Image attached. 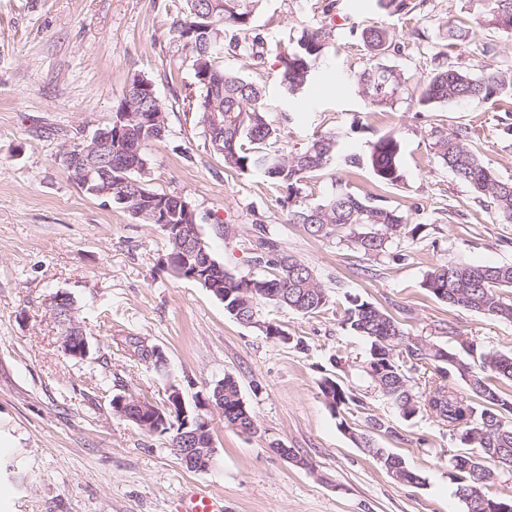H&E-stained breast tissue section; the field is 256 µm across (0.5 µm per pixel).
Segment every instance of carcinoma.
Segmentation results:
<instances>
[{"label": "carcinoma", "mask_w": 512, "mask_h": 512, "mask_svg": "<svg viewBox=\"0 0 512 512\" xmlns=\"http://www.w3.org/2000/svg\"><path fill=\"white\" fill-rule=\"evenodd\" d=\"M262 0H184L175 31L190 49L195 86L199 91V123L212 152L222 158L224 170L243 175L258 171L276 190L287 194L288 223L298 224L313 237L336 236L365 256L387 254L397 237L406 230L407 219L396 209L375 205L369 198L340 184L323 202L311 205L302 196L304 181L328 168L336 158L338 136L326 133L315 137L294 154L278 146L279 132L269 117L270 105L257 83L224 70L226 54L263 57L264 41L253 32V20ZM485 9L477 24L503 32L512 31V0H484ZM334 37L325 25L303 30L295 44L279 52L286 91L302 93L324 49ZM370 57L390 51L393 34L383 26H369L360 33ZM145 77L134 78L127 86L116 111L167 113L165 103L148 96ZM406 77L396 69L375 64L355 75V91L377 112L393 109L405 91ZM500 94L512 99V67L495 66L476 76L456 62L440 63L423 78L417 104H437L484 99ZM127 137L141 146V167L149 165L148 146L162 141L150 125L138 120L127 123ZM435 155L444 166L475 193L493 200L497 213L512 223V180L500 178L468 143V131L440 134L434 142ZM401 143L388 135L374 143L368 162L381 185H396L403 180L400 164ZM92 160L109 167L112 189L130 198L123 205L132 215L144 211L157 191L145 183L129 157L118 150L112 158L102 155ZM255 264L271 272L249 277L236 276L218 261L212 263L214 282L224 290V310L235 311L243 319L261 320L260 302L269 301L303 315L322 313L330 308L331 296L317 281L312 270L293 256L276 249L266 238L257 243ZM436 299L452 306L512 322V302L500 289L512 286V263L496 265H442L430 269L422 282ZM344 326L369 342L367 367L383 365L379 379H371L374 390L390 402L406 419L431 411L448 432L470 448L450 462L457 491L480 501V512H512V497L486 494L484 483L474 468L496 473L499 465L512 462V399L505 397L498 383H512V354L485 351L466 340L460 343L466 358L455 352L442 354V347L423 340H411L404 328L374 304L355 299L345 309ZM466 366L460 374L468 393L443 382L456 363ZM432 364L441 382L419 391L410 373L422 364ZM321 393L333 414H341L359 403L336 380L326 377ZM239 385L224 377V424L241 433L255 430L249 409L242 408ZM365 453L385 470L400 473V483L421 484V476L409 469L401 457L379 446L367 432L352 436Z\"/></svg>", "instance_id": "carcinoma-1"}]
</instances>
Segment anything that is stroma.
<instances>
[{"mask_svg": "<svg viewBox=\"0 0 512 512\" xmlns=\"http://www.w3.org/2000/svg\"><path fill=\"white\" fill-rule=\"evenodd\" d=\"M173 4L0 0V512H172L190 491L222 499L224 512H466L448 466L465 446L434 415L404 418L377 394L364 371L369 343L342 319L358 297L412 337L451 351L467 339L512 353V322L448 305L422 286L436 266L512 263V224L432 148L434 132L468 130L484 162L512 179V104L492 98L424 110L404 98L383 115L348 77L369 64L360 32L372 23L398 45L383 64L415 90L441 50L477 74L512 65V33L475 26L483 0H423L410 14L387 13L378 0H262L253 25L265 42L263 64L225 56L226 70L263 86L286 150L338 133L339 160L307 180V203L342 182L418 226L416 237L374 259L288 223L282 193L260 175L225 174L188 95L192 61L174 31ZM458 21L472 23L469 37L486 56L449 45L447 25ZM323 24L335 36L312 85L285 97L278 48ZM139 75L167 105L166 136L148 149L149 187L192 205L214 258L236 275L262 274L253 245L264 232L331 294L333 307L317 315L262 304V317L288 341L237 322L204 288L175 277L163 264L161 225L87 194L60 166L65 147L111 122ZM390 134L401 142L404 178L381 186L366 159ZM60 292L73 299L88 337L86 359L60 349L49 311ZM133 339L160 348L166 367L134 355ZM227 375L256 430L243 434L212 416L217 454L206 472L188 470L169 436L141 430L110 404L113 394L132 393L160 406L172 385L190 399ZM328 376L363 401L344 420L359 430L367 416L382 419L380 443L423 485L398 483L340 430L320 392ZM278 445L294 459L276 454Z\"/></svg>", "mask_w": 512, "mask_h": 512, "instance_id": "1", "label": "stroma"}]
</instances>
